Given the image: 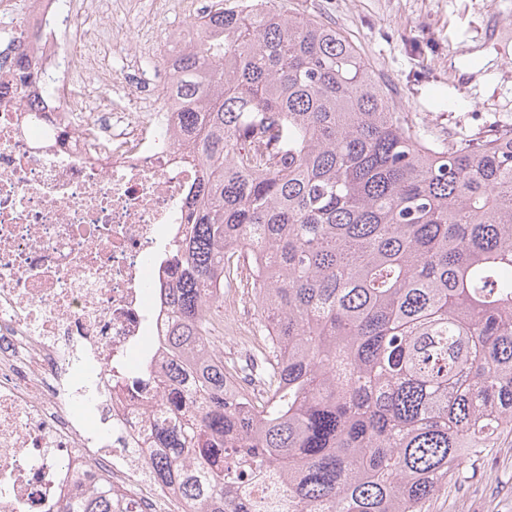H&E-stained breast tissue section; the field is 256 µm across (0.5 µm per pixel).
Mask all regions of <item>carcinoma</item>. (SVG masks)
Here are the masks:
<instances>
[{
    "label": "carcinoma",
    "instance_id": "obj_1",
    "mask_svg": "<svg viewBox=\"0 0 512 512\" xmlns=\"http://www.w3.org/2000/svg\"><path fill=\"white\" fill-rule=\"evenodd\" d=\"M216 8L172 60L189 157L151 475L190 512H426L512 431V127L448 143L338 29ZM258 250L264 395L224 390L214 290ZM60 512H113L112 489Z\"/></svg>",
    "mask_w": 512,
    "mask_h": 512
}]
</instances>
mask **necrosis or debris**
Listing matches in <instances>:
<instances>
[{
	"instance_id": "1",
	"label": "necrosis or debris",
	"mask_w": 512,
	"mask_h": 512,
	"mask_svg": "<svg viewBox=\"0 0 512 512\" xmlns=\"http://www.w3.org/2000/svg\"><path fill=\"white\" fill-rule=\"evenodd\" d=\"M25 2L24 39L0 37V512H58L101 483L132 512H188L150 476L149 443L173 282L160 254L202 176L167 61L207 12L158 0L188 13L161 40L132 0ZM253 324L211 330L216 355L243 358L229 390L260 389Z\"/></svg>"
}]
</instances>
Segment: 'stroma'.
Segmentation results:
<instances>
[{
    "label": "stroma",
    "mask_w": 512,
    "mask_h": 512,
    "mask_svg": "<svg viewBox=\"0 0 512 512\" xmlns=\"http://www.w3.org/2000/svg\"><path fill=\"white\" fill-rule=\"evenodd\" d=\"M347 35L428 137L512 126V0H273ZM428 512H512V435Z\"/></svg>",
    "instance_id": "1"
}]
</instances>
